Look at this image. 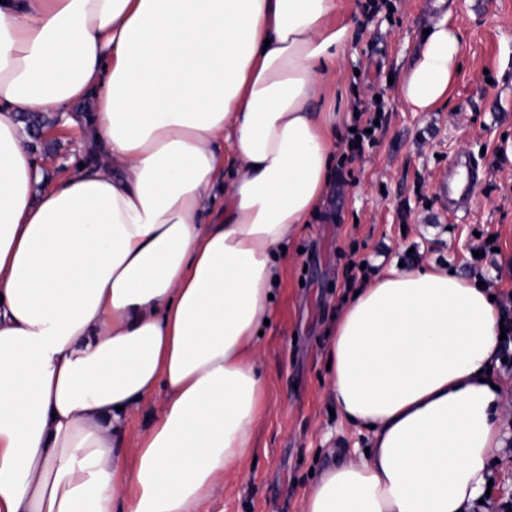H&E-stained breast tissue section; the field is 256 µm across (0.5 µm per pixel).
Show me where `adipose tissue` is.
<instances>
[{"mask_svg": "<svg viewBox=\"0 0 512 512\" xmlns=\"http://www.w3.org/2000/svg\"><path fill=\"white\" fill-rule=\"evenodd\" d=\"M356 24L342 0H0V512H200L267 407L259 333L324 202ZM462 37L426 34L399 94L432 111ZM103 160L45 179L21 113ZM445 266L345 298L329 395L370 429L303 512H468L503 446L501 311ZM160 395L132 453L131 414Z\"/></svg>", "mask_w": 512, "mask_h": 512, "instance_id": "1", "label": "adipose tissue"}]
</instances>
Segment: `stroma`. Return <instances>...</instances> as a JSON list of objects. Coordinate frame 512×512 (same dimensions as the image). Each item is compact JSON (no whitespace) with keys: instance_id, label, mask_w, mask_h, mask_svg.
I'll use <instances>...</instances> for the list:
<instances>
[{"instance_id":"35a3bbf8","label":"stroma","mask_w":512,"mask_h":512,"mask_svg":"<svg viewBox=\"0 0 512 512\" xmlns=\"http://www.w3.org/2000/svg\"><path fill=\"white\" fill-rule=\"evenodd\" d=\"M447 17L463 42L462 65L446 101L429 112L408 110L398 86L424 34ZM343 114L340 140L355 124V101L379 100L381 128L361 157L334 166L323 210L291 245L273 324L260 338L266 414L241 473L225 476L203 512H302L311 472L344 455H363L365 430L331 416L327 344L349 261L363 276L380 267L444 264L480 278L495 294L512 291V0H394V8L361 17L352 56L329 87ZM46 177L76 160L92 167L78 128L22 124ZM459 153L478 158L483 176L471 205L449 213L440 183ZM495 249L475 250L486 238ZM507 399V451L490 466L492 495L470 512H496L512 498V371L497 368Z\"/></svg>"}]
</instances>
